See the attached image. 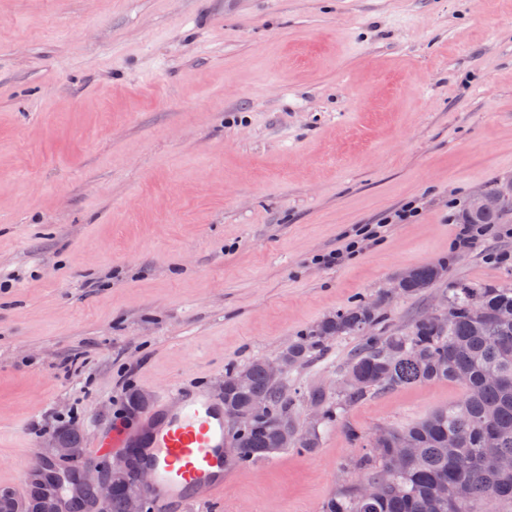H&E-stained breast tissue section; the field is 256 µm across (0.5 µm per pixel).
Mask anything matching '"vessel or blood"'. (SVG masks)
I'll return each instance as SVG.
<instances>
[{"mask_svg":"<svg viewBox=\"0 0 512 512\" xmlns=\"http://www.w3.org/2000/svg\"><path fill=\"white\" fill-rule=\"evenodd\" d=\"M146 445L153 512L206 508L224 500V405L206 394L173 389L156 409Z\"/></svg>","mask_w":512,"mask_h":512,"instance_id":"b4317fda","label":"vessel or blood"}]
</instances>
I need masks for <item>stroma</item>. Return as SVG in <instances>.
I'll return each mask as SVG.
<instances>
[{
  "label": "stroma",
  "instance_id": "35a3bbf8",
  "mask_svg": "<svg viewBox=\"0 0 512 512\" xmlns=\"http://www.w3.org/2000/svg\"><path fill=\"white\" fill-rule=\"evenodd\" d=\"M512 180V0H0V491L77 429L134 434L132 391L224 393L357 300L404 329L445 285L505 280L512 215L459 249L470 198ZM419 214L331 251L404 204ZM358 344L288 373L305 425ZM448 382L351 407L365 435L456 404ZM339 427L224 482L216 512H321L357 482ZM439 270V267L433 265L424 266L412 270L411 279L402 285L403 296L412 297L417 295L418 293H421L425 288L433 287L439 280ZM408 275L409 273L407 272L402 274L399 280L396 283H394L390 293L392 297H400V294L402 295L400 283L403 280L408 279Z\"/></svg>",
  "mask_w": 512,
  "mask_h": 512
}]
</instances>
